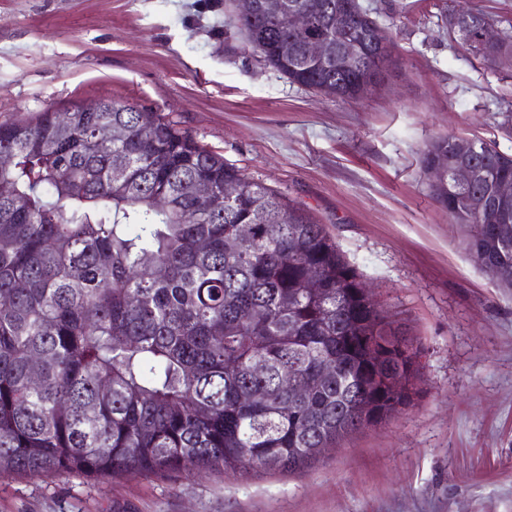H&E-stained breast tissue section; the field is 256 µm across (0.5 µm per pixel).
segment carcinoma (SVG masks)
Instances as JSON below:
<instances>
[{"instance_id": "obj_1", "label": "carcinoma", "mask_w": 512, "mask_h": 512, "mask_svg": "<svg viewBox=\"0 0 512 512\" xmlns=\"http://www.w3.org/2000/svg\"><path fill=\"white\" fill-rule=\"evenodd\" d=\"M303 2L304 30L285 11L229 23L292 84L355 99L362 81L383 82L391 42L352 65L303 54L311 37L369 29L371 11ZM470 21L453 40L490 64L512 54L511 34L484 47L486 16ZM108 103L0 122V477L302 472L321 461L311 449L410 406L421 348L364 296L324 226L165 114ZM462 153L485 174L466 187L448 175ZM420 163L444 169L429 188L474 260L494 279L512 267V204L473 205L512 183V155L445 135ZM227 182L240 187L232 201Z\"/></svg>"}]
</instances>
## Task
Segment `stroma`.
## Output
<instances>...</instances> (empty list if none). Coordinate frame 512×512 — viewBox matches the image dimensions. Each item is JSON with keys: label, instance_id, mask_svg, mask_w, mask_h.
Masks as SVG:
<instances>
[{"label": "stroma", "instance_id": "obj_1", "mask_svg": "<svg viewBox=\"0 0 512 512\" xmlns=\"http://www.w3.org/2000/svg\"><path fill=\"white\" fill-rule=\"evenodd\" d=\"M396 62L372 95L288 83L225 23L224 0H0V122L98 98L164 112L305 208L376 302L421 342L412 406L301 474L117 482L0 478V512H512V288L432 199L436 136L512 154V70L370 0Z\"/></svg>", "mask_w": 512, "mask_h": 512}]
</instances>
